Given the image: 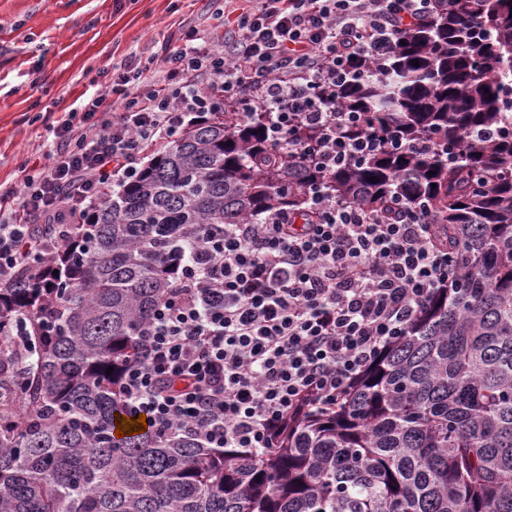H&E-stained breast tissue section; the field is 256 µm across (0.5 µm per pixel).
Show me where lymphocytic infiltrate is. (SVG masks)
Wrapping results in <instances>:
<instances>
[{
  "mask_svg": "<svg viewBox=\"0 0 512 512\" xmlns=\"http://www.w3.org/2000/svg\"><path fill=\"white\" fill-rule=\"evenodd\" d=\"M429 16V0H252L231 36L162 46V82L118 114L94 96L81 125L63 122L51 165L0 192V288L23 270L42 279L71 226L215 97L266 113L273 145L302 161L332 169L361 156L372 143L337 137L353 116L334 91ZM298 126L316 132L314 144L295 140ZM311 209L314 223L300 226L286 215L203 225L124 364L132 415L211 448L275 447L289 418L336 405L448 282L452 258L423 212L402 208L389 224L323 197Z\"/></svg>",
  "mask_w": 512,
  "mask_h": 512,
  "instance_id": "f902f5d3",
  "label": "lymphocytic infiltrate"
}]
</instances>
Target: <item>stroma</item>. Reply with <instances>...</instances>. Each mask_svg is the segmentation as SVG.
<instances>
[{
    "label": "stroma",
    "mask_w": 512,
    "mask_h": 512,
    "mask_svg": "<svg viewBox=\"0 0 512 512\" xmlns=\"http://www.w3.org/2000/svg\"><path fill=\"white\" fill-rule=\"evenodd\" d=\"M232 0H0V185L47 164L60 122L162 45L202 39Z\"/></svg>",
    "instance_id": "obj_1"
}]
</instances>
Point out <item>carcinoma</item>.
Instances as JSON below:
<instances>
[{"mask_svg": "<svg viewBox=\"0 0 512 512\" xmlns=\"http://www.w3.org/2000/svg\"><path fill=\"white\" fill-rule=\"evenodd\" d=\"M434 6L336 92L360 116L340 137L400 148L324 169L277 149L264 113L226 106L72 226L44 261L51 287L22 271L0 289V332L23 316L37 347L0 335V512H512V0ZM320 189L388 222L422 209L448 287L262 454L150 426L116 437L122 365L169 259L204 224H310Z\"/></svg>", "mask_w": 512, "mask_h": 512, "instance_id": "1", "label": "carcinoma"}]
</instances>
